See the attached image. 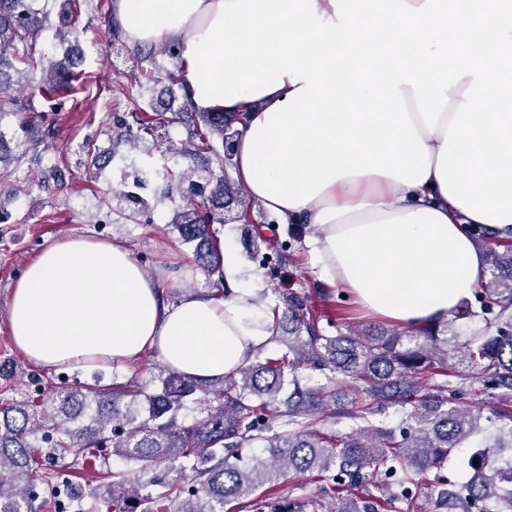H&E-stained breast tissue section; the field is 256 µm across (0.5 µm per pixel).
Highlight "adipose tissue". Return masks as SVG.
<instances>
[{"instance_id": "obj_1", "label": "adipose tissue", "mask_w": 512, "mask_h": 512, "mask_svg": "<svg viewBox=\"0 0 512 512\" xmlns=\"http://www.w3.org/2000/svg\"><path fill=\"white\" fill-rule=\"evenodd\" d=\"M130 44L179 43L201 111L245 113L234 174L314 235L310 261L366 315L443 322L478 287L470 228L512 233V0H113ZM249 294L164 301L116 242L73 235L14 283V345L47 367H127L155 352L235 374L269 331Z\"/></svg>"}]
</instances>
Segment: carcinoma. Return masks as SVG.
Segmentation results:
<instances>
[{"label": "carcinoma", "mask_w": 512, "mask_h": 512, "mask_svg": "<svg viewBox=\"0 0 512 512\" xmlns=\"http://www.w3.org/2000/svg\"><path fill=\"white\" fill-rule=\"evenodd\" d=\"M57 35L67 40L82 13L81 0H69ZM49 15L32 7V0H0V113L23 112L22 101L10 94L6 70L33 67L42 52V31ZM177 87L188 133L181 148L170 153L190 165L167 181L185 180L197 173L193 162H205L213 184L209 203L190 204L174 213L171 223L186 242L205 239L207 228L224 223V199L235 196L224 175L231 152L222 150L232 122L224 112H194L182 67L166 73ZM89 76L71 70L69 59L51 61L37 86L40 97L54 104L87 91ZM136 132L142 142L153 135L155 115L142 108ZM485 245L489 279L481 282L480 310L467 305L435 326L393 328L351 327L336 336L321 333L318 321L307 317L304 298L281 295L288 318L272 309L273 338L284 350L242 366L217 381L219 388L204 391L203 381L173 371L159 378L160 386L141 393L144 409L122 403L131 392L78 385L36 401L14 402L0 410V512H32L31 496L38 486H68L60 473L41 470L34 441L53 448L62 466L72 453L86 457H116L139 464L147 475L127 487L146 504L142 512H224L238 502L248 512H302L284 508L279 480L290 473L312 475L328 482L337 500L336 512H391L397 503L411 504L412 489L429 475L441 480L448 456L475 444L479 450L464 461L472 471L462 486L466 512H512V412H498L478 424V411L448 401L450 378L462 366L477 368L494 380L501 397L512 400V240ZM494 315L502 323L496 333L462 336L460 319ZM301 369L319 371L326 383L302 386ZM293 390L284 393L285 378ZM354 383L355 397L366 404H400L403 416L393 428L360 427L344 437L322 432L317 423L336 414L335 376ZM440 379L436 392L425 383ZM192 409V419L179 420ZM251 448L248 457L232 449ZM383 472L378 494H363L366 479Z\"/></svg>", "instance_id": "1"}]
</instances>
